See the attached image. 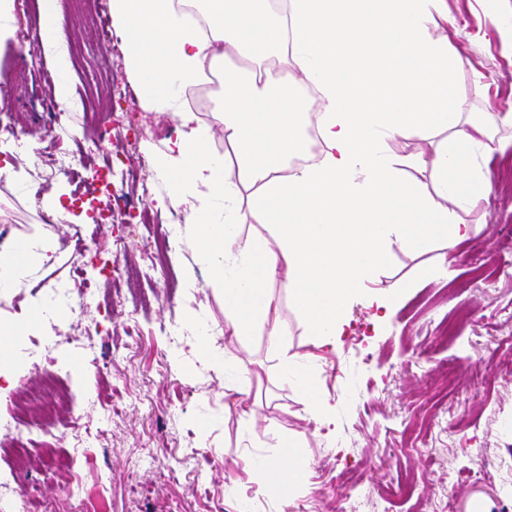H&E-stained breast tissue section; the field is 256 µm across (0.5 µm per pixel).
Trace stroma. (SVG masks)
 Masks as SVG:
<instances>
[{"label": "stroma", "mask_w": 512, "mask_h": 512, "mask_svg": "<svg viewBox=\"0 0 512 512\" xmlns=\"http://www.w3.org/2000/svg\"><path fill=\"white\" fill-rule=\"evenodd\" d=\"M458 22L449 49L462 58L456 89L474 113L502 112L512 104V50L487 21L485 0H448ZM17 28L0 44V107L18 137L0 139V162L16 173L0 181V245L42 237L48 261L19 274L0 307L9 323L31 307L43 321L14 339L21 373L0 379L28 414L51 398L49 443L31 445L28 471L0 488V512L19 493L57 512H503L512 508V127L496 138L507 151L478 154L493 171L492 190L459 210L476 225L472 238L436 245L416 255L391 246L386 271L413 280L396 301L390 321L372 330V310L355 301L336 351L309 350L305 325L276 285L281 321L296 353L312 352L311 372L332 407L319 419L280 378V360L263 333L236 340L224 333V298L198 256L182 210L160 205L166 185L151 166L179 127L174 117L149 111L124 63L112 60L93 22L73 16L59 0L65 36L79 35L83 66L73 67L80 111L70 113L63 139L49 132L54 83L46 54L30 56L26 37L41 19L40 0H13ZM112 71V116L103 131L83 111L104 69ZM102 136L112 151L111 189L85 177L87 138ZM61 154L70 170L43 179L31 156ZM150 166L139 169L140 159ZM63 203L111 201V223L92 213L47 221L44 196ZM151 223H141L140 213ZM171 230L174 279L155 288L150 275L159 227ZM444 274L427 277L440 255ZM94 285L87 308L70 306L54 317L55 291L80 297ZM455 323V344L440 341ZM226 354L223 368L206 364L199 345ZM249 378V393H232ZM303 437L292 472L275 468L281 429ZM92 452L76 491L54 472L56 456ZM267 493H260V486Z\"/></svg>", "instance_id": "1"}]
</instances>
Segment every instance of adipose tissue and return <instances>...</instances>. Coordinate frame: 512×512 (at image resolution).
Listing matches in <instances>:
<instances>
[{"mask_svg": "<svg viewBox=\"0 0 512 512\" xmlns=\"http://www.w3.org/2000/svg\"><path fill=\"white\" fill-rule=\"evenodd\" d=\"M206 30L174 0H110L129 76L149 110L183 129L157 162L167 200L184 207L193 241L224 290V332H262L281 373L317 415L330 407L306 355L289 353L275 284H283L308 343L336 348L357 298L386 320L409 283L386 284L391 244L427 252L474 236L459 209L484 198L491 172L475 160L512 110L473 116L454 90L462 60L448 52V0H201ZM41 35L57 71L56 99L77 107L58 0H40ZM223 64L217 119L234 168L181 103L205 68ZM287 70L274 79V67ZM317 113L318 154L304 133ZM420 142L399 154L390 141ZM427 174L419 182L417 174ZM246 224L269 234L243 233ZM49 246L22 238L0 248V294L45 261Z\"/></svg>", "mask_w": 512, "mask_h": 512, "instance_id": "obj_1", "label": "adipose tissue"}]
</instances>
